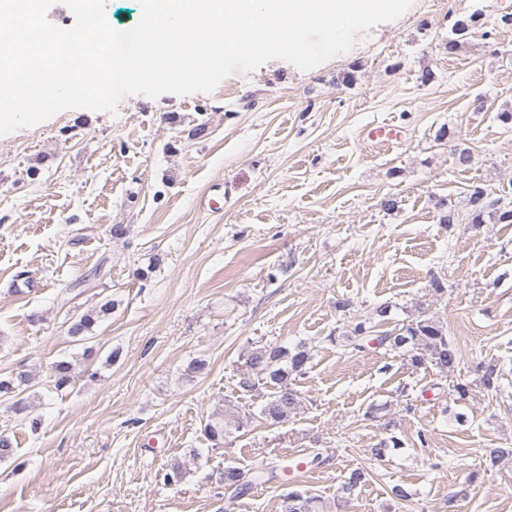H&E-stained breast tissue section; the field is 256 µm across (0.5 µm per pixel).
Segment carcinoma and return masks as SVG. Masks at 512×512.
Returning <instances> with one entry per match:
<instances>
[{
	"mask_svg": "<svg viewBox=\"0 0 512 512\" xmlns=\"http://www.w3.org/2000/svg\"><path fill=\"white\" fill-rule=\"evenodd\" d=\"M471 222L481 224L489 218L497 223L512 224V211L506 212L498 207V200L490 197L487 190L477 187L470 196ZM347 345L355 351H363L369 342L374 341L394 351L408 356L409 365L414 369L431 366L438 374L448 376L457 368L459 359L456 351L448 343L444 325L427 316L402 326L395 325L391 330L377 331L376 324L357 323L351 335L346 337ZM311 361L309 350L304 347L289 351L277 345H262L248 351L246 355L247 372L241 387L250 393L262 388L269 390V400L262 409V416L274 423H282L299 408L300 395L289 386L291 377L303 376ZM31 381V375L20 372L13 377L0 378V394L8 395L19 386ZM72 381V366L68 362H59L54 367L52 381L53 392L58 393L67 388ZM229 434L224 416L216 414L204 426V436L212 447L224 446V439ZM512 457V448H489L486 450V469L498 467L504 459ZM249 483L246 473L237 467L224 468V488L234 489L228 498V506H233L239 493L235 489ZM326 504L321 497L310 493L298 485L291 487L284 495L281 512H325Z\"/></svg>",
	"mask_w": 512,
	"mask_h": 512,
	"instance_id": "1",
	"label": "carcinoma"
}]
</instances>
